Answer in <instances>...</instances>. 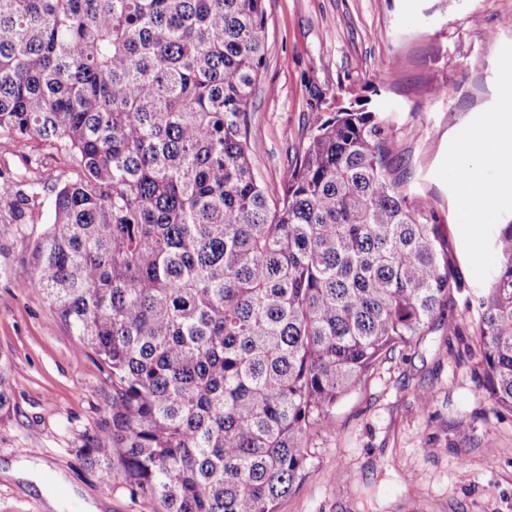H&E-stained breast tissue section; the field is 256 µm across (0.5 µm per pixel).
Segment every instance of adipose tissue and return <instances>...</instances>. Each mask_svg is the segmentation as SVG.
Returning <instances> with one entry per match:
<instances>
[{"label": "adipose tissue", "mask_w": 512, "mask_h": 512, "mask_svg": "<svg viewBox=\"0 0 512 512\" xmlns=\"http://www.w3.org/2000/svg\"><path fill=\"white\" fill-rule=\"evenodd\" d=\"M462 155L480 154L499 172L500 184L512 182V114L493 112L487 115L483 133L469 140Z\"/></svg>", "instance_id": "adipose-tissue-1"}]
</instances>
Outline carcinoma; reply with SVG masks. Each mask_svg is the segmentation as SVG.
I'll list each match as a JSON object with an SVG mask.
<instances>
[{"label":"carcinoma","instance_id":"cac0c4a2","mask_svg":"<svg viewBox=\"0 0 512 512\" xmlns=\"http://www.w3.org/2000/svg\"><path fill=\"white\" fill-rule=\"evenodd\" d=\"M267 0H0V256L112 379L80 454L158 512H276L307 441L380 360L453 315L437 213L362 104L316 121L281 192L250 162ZM33 140L72 177L46 187ZM476 305L481 386L512 413V224ZM9 251H5V255L0 258L2 267L6 269L8 279L16 281L27 276L28 265L21 261V257L25 254V246L21 242L12 245L7 243Z\"/></svg>","mask_w":512,"mask_h":512}]
</instances>
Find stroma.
Wrapping results in <instances>:
<instances>
[{
    "label": "stroma",
    "instance_id": "1",
    "mask_svg": "<svg viewBox=\"0 0 512 512\" xmlns=\"http://www.w3.org/2000/svg\"><path fill=\"white\" fill-rule=\"evenodd\" d=\"M266 65L250 105L261 133L250 159L268 196L281 190L318 117L357 101L384 113L411 197L447 226L449 261L470 289L496 265L492 240L512 222V190L474 223L458 169L463 141L505 108L512 72V0H267ZM394 73L382 86L378 75ZM442 87L446 96H434ZM22 243L0 257V357L11 406L0 413V466L35 448L101 512H154L120 477L105 478L78 450L107 415L106 370L38 297ZM462 339L435 326L383 360L333 410L332 433H313L308 474L277 512H512V415L482 389L474 311L457 304ZM431 399L421 410L417 395ZM0 512H48L33 482L0 475Z\"/></svg>",
    "mask_w": 512,
    "mask_h": 512
}]
</instances>
